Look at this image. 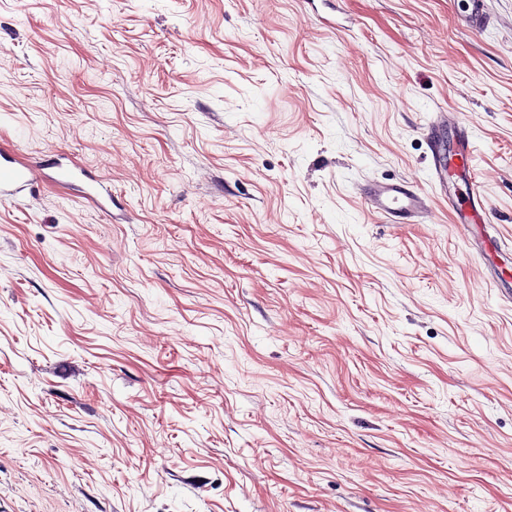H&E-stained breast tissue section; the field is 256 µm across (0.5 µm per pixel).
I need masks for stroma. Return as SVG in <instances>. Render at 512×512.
<instances>
[{
	"instance_id": "35a3bbf8",
	"label": "stroma",
	"mask_w": 512,
	"mask_h": 512,
	"mask_svg": "<svg viewBox=\"0 0 512 512\" xmlns=\"http://www.w3.org/2000/svg\"><path fill=\"white\" fill-rule=\"evenodd\" d=\"M0 0V512H512V0ZM455 113L468 246L427 126ZM405 180L422 224L360 192ZM456 128V144L459 151L457 156L461 161L466 160V165L463 164L459 174H464L467 184V194L463 202L454 197L448 196V203L455 209L457 214V221L459 226L464 232L469 233L470 227L476 224V218L482 220L483 224H487L490 208L486 197L484 196L481 185L477 179L476 174L470 169L469 166V134L460 126L457 116L450 112H438L436 119L429 125L430 129L435 128ZM3 159V163L1 161ZM8 156H0V203L16 198L21 192L43 180V169L35 165L12 166Z\"/></svg>"
}]
</instances>
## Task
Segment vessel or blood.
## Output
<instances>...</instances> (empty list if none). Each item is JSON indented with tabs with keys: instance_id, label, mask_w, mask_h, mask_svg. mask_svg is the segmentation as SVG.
<instances>
[{
	"instance_id": "obj_1",
	"label": "vessel or blood",
	"mask_w": 512,
	"mask_h": 512,
	"mask_svg": "<svg viewBox=\"0 0 512 512\" xmlns=\"http://www.w3.org/2000/svg\"><path fill=\"white\" fill-rule=\"evenodd\" d=\"M433 125L456 131L459 157L464 161L461 172L467 181V194L465 200L454 198L450 204L456 211L459 226L465 230L470 229L476 220L488 218L490 208L476 174L465 164L468 157L469 135L460 129L457 116L450 112L437 113ZM43 178L44 172L38 166L15 167L10 162H0V203L13 200ZM361 198L368 210L383 215L390 224L402 221L417 223L429 208L428 195L402 180L368 184L363 189Z\"/></svg>"
}]
</instances>
